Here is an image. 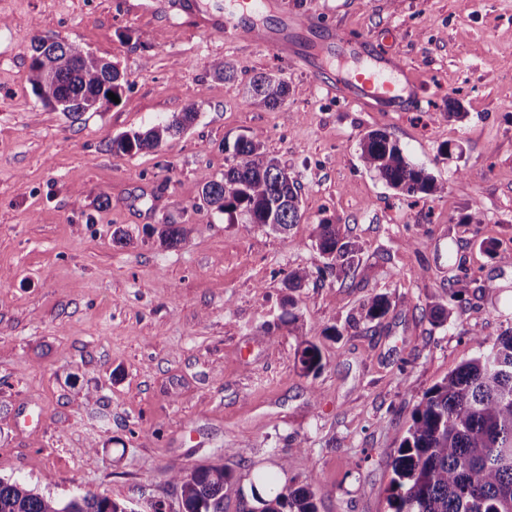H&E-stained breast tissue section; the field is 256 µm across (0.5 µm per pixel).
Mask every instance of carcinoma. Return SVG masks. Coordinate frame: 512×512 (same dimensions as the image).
Segmentation results:
<instances>
[{
  "label": "carcinoma",
  "mask_w": 512,
  "mask_h": 512,
  "mask_svg": "<svg viewBox=\"0 0 512 512\" xmlns=\"http://www.w3.org/2000/svg\"><path fill=\"white\" fill-rule=\"evenodd\" d=\"M29 82L46 105L78 114L108 107L127 81L116 65L68 43L41 42L29 67ZM252 104L274 108L288 96L280 77L260 74L249 86ZM193 105L146 131L112 138V151L136 154L157 148L181 134L197 119ZM234 163L224 178L202 180L200 199L227 215L233 224L243 217L259 231L285 234L302 219L301 184L260 143L242 137L233 145ZM360 158L391 189L407 195H441L446 186L413 165L391 138L379 131L360 142ZM155 233L161 245L175 247L186 235L177 224ZM316 247L326 260L320 275L338 272L354 278L360 244L342 236L337 225L323 220L315 228ZM388 296L373 297L363 318L384 317ZM479 352L431 386L411 410L406 436L390 467L389 512H512V326L490 344L478 341ZM305 375L322 368L319 346L305 341L298 352ZM181 484L180 512H224V486L232 475L222 464L175 470ZM264 493L254 492L251 512H318L311 485H279L278 477H260ZM0 512H130L127 504L87 491L68 499L37 492L16 480L0 479Z\"/></svg>",
  "instance_id": "obj_1"
}]
</instances>
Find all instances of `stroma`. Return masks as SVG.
<instances>
[{
	"label": "stroma",
	"mask_w": 512,
	"mask_h": 512,
	"mask_svg": "<svg viewBox=\"0 0 512 512\" xmlns=\"http://www.w3.org/2000/svg\"><path fill=\"white\" fill-rule=\"evenodd\" d=\"M182 2L0 0V478L179 512L173 470L220 462L224 512H243L260 473L311 485L318 512H388L412 408L512 326V265L486 250L512 251V0H268L248 24L309 19L293 33L304 67L199 28ZM348 40L396 52L418 100L392 112L337 93L371 62ZM41 41L116 64L129 82L118 103L77 116L44 105L29 83ZM218 61L233 79L215 76ZM258 74L287 81L281 107L249 103ZM191 104L184 134L113 152L117 134ZM372 131L446 193L389 188L360 158ZM242 136L302 185L288 233L199 204ZM474 205L484 223H464ZM323 219L362 246L354 285L310 281L292 329L285 282L323 267ZM160 224L185 240L160 246ZM463 266L476 280L449 302ZM378 294L392 306L376 325L360 313ZM443 303L447 320L432 321ZM306 340L322 352L315 375L298 363Z\"/></svg>",
	"instance_id": "stroma-1"
}]
</instances>
